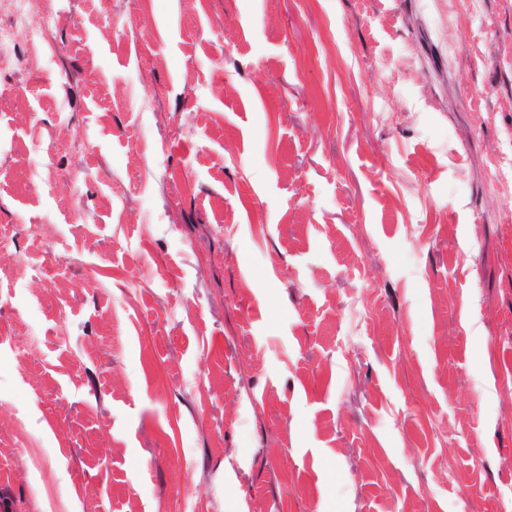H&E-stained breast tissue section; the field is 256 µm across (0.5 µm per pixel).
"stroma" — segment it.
<instances>
[{"instance_id":"35a3bbf8","label":"stroma","mask_w":512,"mask_h":512,"mask_svg":"<svg viewBox=\"0 0 512 512\" xmlns=\"http://www.w3.org/2000/svg\"><path fill=\"white\" fill-rule=\"evenodd\" d=\"M0 28L7 512H504L512 0Z\"/></svg>"}]
</instances>
